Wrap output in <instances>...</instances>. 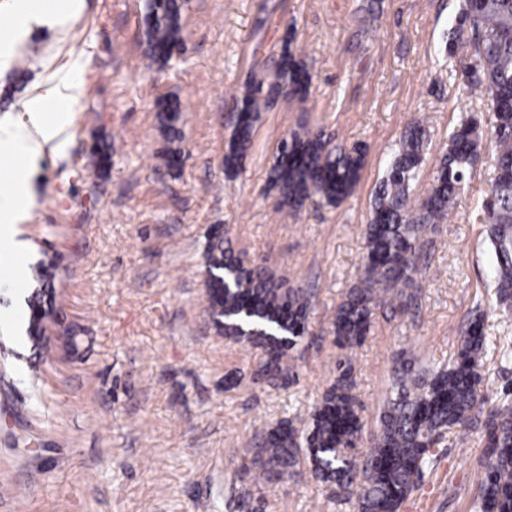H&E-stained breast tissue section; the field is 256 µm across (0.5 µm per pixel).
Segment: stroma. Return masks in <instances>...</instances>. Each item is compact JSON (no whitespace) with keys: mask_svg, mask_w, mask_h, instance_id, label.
<instances>
[{"mask_svg":"<svg viewBox=\"0 0 512 512\" xmlns=\"http://www.w3.org/2000/svg\"><path fill=\"white\" fill-rule=\"evenodd\" d=\"M144 0H85L64 29L33 28L0 70V122L16 117L58 73L84 82L63 153L45 152L37 205L23 225L31 266L57 257L61 306L46 349L12 334L31 278L0 246V512H356L316 481L306 457L285 478L244 481L252 447L279 422L305 428L335 377L330 323L357 281L365 226L383 172L413 119L427 130L415 197L429 188L448 134L482 111L445 60L459 0H190L187 61L144 68ZM294 33L312 77L300 104L276 99L234 174L221 160L231 130L224 97L248 73H273ZM184 108L183 162L167 169L155 103ZM320 127L365 149L355 192L339 207L274 212L263 195L282 137ZM111 146L95 167L92 146ZM495 176L483 160L452 221L428 227L410 311L375 310L347 353L365 421L378 428L397 360L440 364L482 314L486 336L512 337V315L491 307L493 257L476 200ZM245 260L264 259L309 297L308 334L290 350L297 378L264 369L263 347L217 334L205 312V248L213 225ZM400 512H473L483 471L479 432L449 430Z\"/></svg>","mask_w":512,"mask_h":512,"instance_id":"obj_1","label":"stroma"}]
</instances>
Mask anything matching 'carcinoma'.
<instances>
[{
	"instance_id": "obj_1",
	"label": "carcinoma",
	"mask_w": 512,
	"mask_h": 512,
	"mask_svg": "<svg viewBox=\"0 0 512 512\" xmlns=\"http://www.w3.org/2000/svg\"><path fill=\"white\" fill-rule=\"evenodd\" d=\"M188 0H145L146 67L160 70L185 55L182 24ZM289 36L269 82L254 81L230 92L235 120L224 149V169L232 171L245 160L253 145L255 123L280 94L284 84L296 85L290 100L304 103L310 78L298 48ZM448 58L458 67L469 63L472 74L461 73L467 91L486 103L479 116H469L448 135V145L437 164L425 197L412 198V185L424 161L425 129L414 121L402 132L399 148L389 162L376 191L366 224L367 254L357 284L336 307L331 332L336 346L361 344L372 327L375 309L388 304L405 311L412 296L405 288L417 273L422 236L432 224H443L452 214L455 199L472 179L474 161L491 152L496 177L477 203V219L485 225L493 254V290L501 312L512 311V0H463L448 33ZM184 109L179 98L158 104L157 119L169 143L181 138L179 122ZM270 167L268 187L277 191L275 211H294L313 201L337 207L353 194L364 167L363 150L333 145L321 128L302 127L283 139ZM206 311L217 331L267 347L266 371L286 380L292 377L284 362L308 333L309 299L297 290H283V277L258 263L245 265L224 249V236H211L205 252ZM36 283L27 297L30 311L27 335L39 348L46 346L47 306L57 277L54 259L31 265ZM489 343L483 320L470 321L462 331L458 351L448 363L395 369L393 394L379 417V430L363 458L345 454L360 442L365 423L353 394V368L336 360V378L311 414L305 436L293 423H279L262 437L245 474L254 481L282 477L297 462L304 438L318 481L336 486V497L355 501L357 512H399L417 489L423 469L437 462L432 452L449 429L470 431L472 412L488 409L482 423L484 469L475 512H512V391L503 390L491 403L482 392L480 368Z\"/></svg>"
}]
</instances>
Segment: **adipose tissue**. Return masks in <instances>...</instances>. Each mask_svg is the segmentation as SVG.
Masks as SVG:
<instances>
[{"label": "adipose tissue", "mask_w": 512, "mask_h": 512, "mask_svg": "<svg viewBox=\"0 0 512 512\" xmlns=\"http://www.w3.org/2000/svg\"><path fill=\"white\" fill-rule=\"evenodd\" d=\"M83 0H62L41 9L29 0H18L13 13L9 38L0 41V66L9 65L13 41L23 38L36 26L63 27L78 16ZM82 93V84L72 73L57 77L45 90L28 101L23 112L11 121L0 122V156L14 159L9 188L0 194V241L9 242L15 255L27 248L21 240V226L35 204L32 180L37 175L35 166L45 147L61 151L73 114L72 105Z\"/></svg>", "instance_id": "ef3b65f1"}]
</instances>
